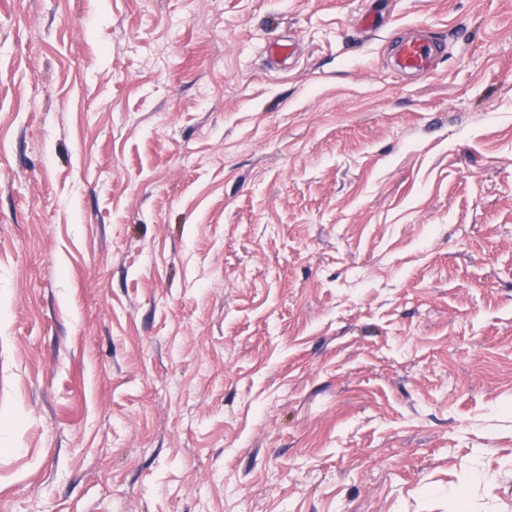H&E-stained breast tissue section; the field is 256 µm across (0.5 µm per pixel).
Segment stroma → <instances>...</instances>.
Instances as JSON below:
<instances>
[{
	"label": "stroma",
	"instance_id": "35a3bbf8",
	"mask_svg": "<svg viewBox=\"0 0 512 512\" xmlns=\"http://www.w3.org/2000/svg\"><path fill=\"white\" fill-rule=\"evenodd\" d=\"M457 500L512 512V0H0V512ZM397 43L396 68L400 72H429L438 42L428 39H400Z\"/></svg>",
	"mask_w": 512,
	"mask_h": 512
}]
</instances>
